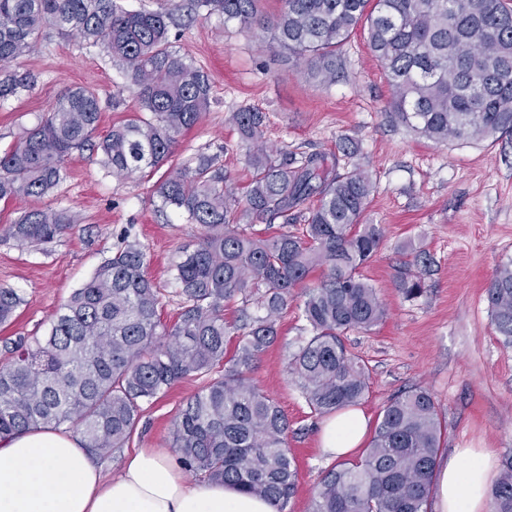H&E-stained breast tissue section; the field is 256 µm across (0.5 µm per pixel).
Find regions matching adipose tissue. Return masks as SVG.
<instances>
[{
	"label": "adipose tissue",
	"instance_id": "obj_1",
	"mask_svg": "<svg viewBox=\"0 0 512 512\" xmlns=\"http://www.w3.org/2000/svg\"><path fill=\"white\" fill-rule=\"evenodd\" d=\"M367 419L348 410L321 427L336 459L358 448ZM491 470L482 451H454L438 468L435 512H487ZM0 512H277L265 498L221 482L189 484L168 452L142 448L103 474L67 430H22L0 440Z\"/></svg>",
	"mask_w": 512,
	"mask_h": 512
}]
</instances>
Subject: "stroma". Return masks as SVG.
<instances>
[{
	"label": "stroma",
	"instance_id": "obj_1",
	"mask_svg": "<svg viewBox=\"0 0 512 512\" xmlns=\"http://www.w3.org/2000/svg\"><path fill=\"white\" fill-rule=\"evenodd\" d=\"M171 40L208 73L213 99L210 112L180 137L174 162L196 153L217 157L230 184L244 187L245 146L231 116L250 107L267 115L268 146L298 158L319 153L337 171L359 167L370 174L368 217L383 226L385 237L362 274L387 316L370 332L344 338L369 369L359 408L373 424L394 395L425 388L447 425L440 459L459 448L482 450L492 471H499L503 454L512 450V347L502 344L491 325L485 285L499 264L512 260V143H437L396 120L386 76L360 33L340 49L330 84L289 58L271 33L248 32L218 16L172 28ZM17 69L33 74L35 83L0 101V154L77 86L94 87L100 96L99 134L136 111L122 73L78 37L47 35ZM346 139L355 143L354 155L339 151ZM65 167V181L41 201H0V285L24 299L11 323L0 325V340L45 335L61 304L129 241L139 242L147 255V274L161 290L162 319L174 321L180 298L173 267L185 249L196 247L201 228L162 207L154 187L165 169L115 177L90 150L73 153ZM37 204L70 209L81 222L47 249L19 246L8 227ZM408 239L423 243L433 259L427 288L413 300L395 286L398 246ZM303 326L297 307H289L276 343L251 373L290 421L298 482L287 512H310L319 479L334 466L320 451L324 419L311 414L288 369L305 337ZM204 384L201 378L181 380L145 404L124 448L99 459L102 470L116 471L138 448H171L174 418Z\"/></svg>",
	"mask_w": 512,
	"mask_h": 512
}]
</instances>
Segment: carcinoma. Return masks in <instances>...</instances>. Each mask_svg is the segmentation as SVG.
Listing matches in <instances>:
<instances>
[{
  "mask_svg": "<svg viewBox=\"0 0 512 512\" xmlns=\"http://www.w3.org/2000/svg\"><path fill=\"white\" fill-rule=\"evenodd\" d=\"M185 0L159 10H129L122 0H0V99L31 88L34 77L10 72L47 30L74 34L99 48L134 88L139 115L93 134L102 112L96 89L68 90L55 109L0 155V201L41 198L63 181L64 162L89 147L107 173L128 176L167 162L187 130L210 111L208 74L170 41ZM257 0H190L195 14L269 30L278 45L307 62L322 83L336 78V50L361 29L392 91L395 117L435 142L512 141V9L505 0H282L273 18ZM232 122L247 143L243 197L224 185L216 158L191 156L156 186L162 206L203 233L175 266L181 307L171 324L158 315L160 291L135 242L104 260L61 305L46 335L4 343L0 364V437L23 429L74 427L82 447L108 457L124 447L143 404L180 379L208 377L172 424L184 469L273 501L287 512L298 468L288 448V418L250 376L278 337V320L296 300L309 336L289 366L311 413L359 404L369 371L342 336L368 332L387 310L361 269L375 256L384 228L367 219L370 176L339 173L309 154L298 161L265 140L266 115L245 108ZM271 234L253 225H274ZM301 219L303 234L286 227ZM68 209H31L9 227L21 245L50 243L72 225ZM395 286L422 295L432 258L412 243ZM322 269L309 287L311 273ZM259 294L260 313L247 296ZM495 332L512 346V262L497 266L486 289ZM237 309L244 333L234 348L224 307ZM22 303L0 287V325ZM446 433L433 396L421 387L395 395L378 416L365 456L328 470L312 512H428ZM489 496L492 512H512V452Z\"/></svg>",
  "mask_w": 512,
  "mask_h": 512,
  "instance_id": "obj_1",
  "label": "carcinoma"
}]
</instances>
